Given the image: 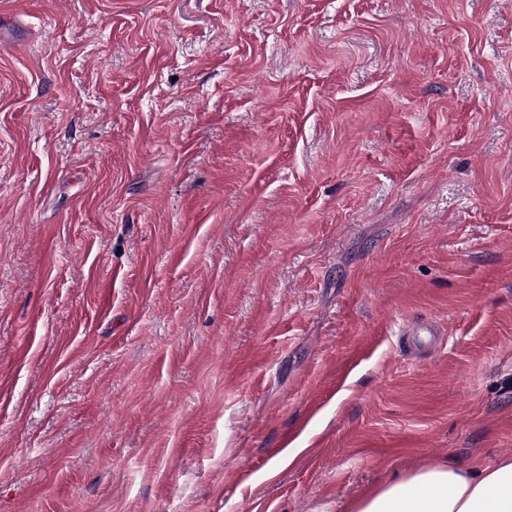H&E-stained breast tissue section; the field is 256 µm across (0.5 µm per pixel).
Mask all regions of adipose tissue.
I'll return each mask as SVG.
<instances>
[{
	"label": "adipose tissue",
	"mask_w": 512,
	"mask_h": 512,
	"mask_svg": "<svg viewBox=\"0 0 512 512\" xmlns=\"http://www.w3.org/2000/svg\"><path fill=\"white\" fill-rule=\"evenodd\" d=\"M346 512H512V457L467 471L425 466L370 490Z\"/></svg>",
	"instance_id": "adipose-tissue-1"
}]
</instances>
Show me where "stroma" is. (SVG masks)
Returning a JSON list of instances; mask_svg holds the SVG:
<instances>
[{
  "label": "stroma",
  "instance_id": "obj_1",
  "mask_svg": "<svg viewBox=\"0 0 512 512\" xmlns=\"http://www.w3.org/2000/svg\"><path fill=\"white\" fill-rule=\"evenodd\" d=\"M505 455L512 0H0V512Z\"/></svg>",
  "mask_w": 512,
  "mask_h": 512
}]
</instances>
